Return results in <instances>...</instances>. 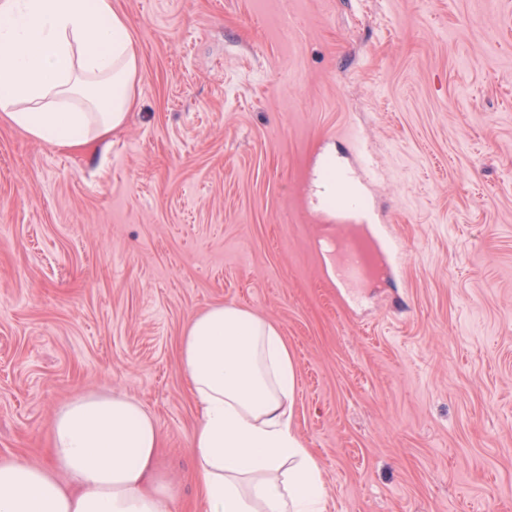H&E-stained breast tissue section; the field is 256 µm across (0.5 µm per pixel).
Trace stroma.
<instances>
[{
  "mask_svg": "<svg viewBox=\"0 0 512 512\" xmlns=\"http://www.w3.org/2000/svg\"><path fill=\"white\" fill-rule=\"evenodd\" d=\"M135 109L89 147L0 118V457L122 393L197 512L189 318L235 302L297 361L327 512H512V0H112ZM358 182L376 267L337 282L320 160Z\"/></svg>",
  "mask_w": 512,
  "mask_h": 512,
  "instance_id": "stroma-1",
  "label": "stroma"
}]
</instances>
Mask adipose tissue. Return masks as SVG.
Returning a JSON list of instances; mask_svg holds the SVG:
<instances>
[{"instance_id": "adipose-tissue-1", "label": "adipose tissue", "mask_w": 512, "mask_h": 512, "mask_svg": "<svg viewBox=\"0 0 512 512\" xmlns=\"http://www.w3.org/2000/svg\"><path fill=\"white\" fill-rule=\"evenodd\" d=\"M139 57L112 0H0V113L53 147L101 141L135 105ZM179 368L199 422L202 512H326L323 470L294 423L296 365L279 327L233 302L193 315ZM154 416L88 392L51 424L49 464L0 457V512H172Z\"/></svg>"}]
</instances>
